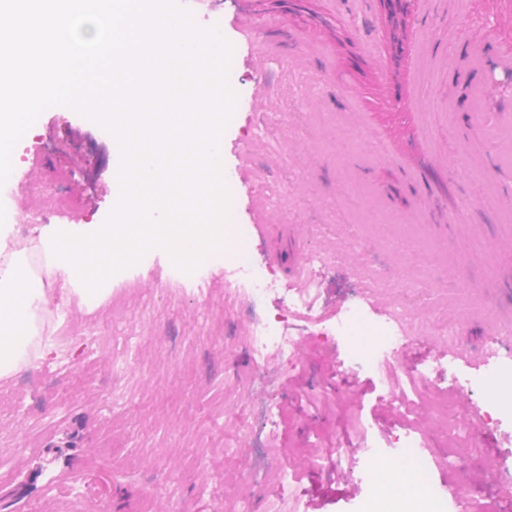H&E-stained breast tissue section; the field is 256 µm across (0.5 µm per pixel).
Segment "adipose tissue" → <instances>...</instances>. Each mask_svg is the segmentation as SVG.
Here are the masks:
<instances>
[{
	"label": "adipose tissue",
	"mask_w": 512,
	"mask_h": 512,
	"mask_svg": "<svg viewBox=\"0 0 512 512\" xmlns=\"http://www.w3.org/2000/svg\"><path fill=\"white\" fill-rule=\"evenodd\" d=\"M376 477L375 505L383 512L394 506L399 507L400 512H431L433 502L418 461L407 460L399 473L387 466H379Z\"/></svg>",
	"instance_id": "adipose-tissue-1"
}]
</instances>
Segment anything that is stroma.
I'll return each mask as SVG.
<instances>
[{"mask_svg": "<svg viewBox=\"0 0 512 512\" xmlns=\"http://www.w3.org/2000/svg\"><path fill=\"white\" fill-rule=\"evenodd\" d=\"M197 26L222 27L232 46L233 118L223 130L231 185L227 224L244 227L242 259L218 250L209 283L174 276L156 247L115 272L110 303L87 311L53 282L68 310L65 351L0 381V505L38 512L46 501L67 512H270L273 484L252 470L261 436L268 462L288 471L295 512H366L376 467L402 469L392 442L421 433L428 483L456 488L475 512H495L494 483L512 469V421L478 426L470 443L462 401L485 407L495 391L482 379L496 322H512V0H416L393 22L381 0H188ZM237 18L252 19L256 46L241 41ZM66 134L42 154V185L89 203L93 223L112 212L111 168L94 170L87 144L98 126L73 108L52 106L36 126ZM389 150L371 155L375 139ZM447 157L445 169L430 165ZM376 208L388 224H366ZM272 225L271 234L259 232ZM419 224L423 246L455 254L422 259L424 287L403 277V225ZM302 256L323 254L324 323L291 321V358L255 364L247 305L224 294L238 264L275 281L263 312H284L289 231ZM466 292L443 315L453 338L409 334L405 371L426 386L412 408L393 401L355 338H325L337 315L360 302L367 320L395 310L424 315L445 293ZM124 361V372L112 370ZM471 379L450 391L451 375ZM372 455L359 450L361 442ZM349 462L336 467L337 449Z\"/></svg>", "mask_w": 512, "mask_h": 512, "instance_id": "stroma-1", "label": "stroma"}]
</instances>
